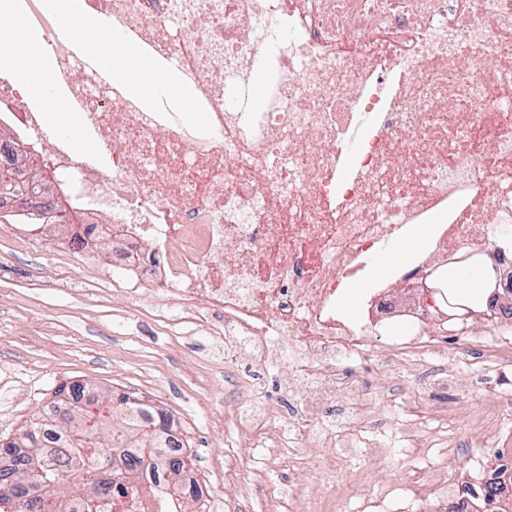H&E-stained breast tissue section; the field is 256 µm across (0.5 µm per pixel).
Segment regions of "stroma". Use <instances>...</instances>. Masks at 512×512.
I'll list each match as a JSON object with an SVG mask.
<instances>
[{"mask_svg": "<svg viewBox=\"0 0 512 512\" xmlns=\"http://www.w3.org/2000/svg\"><path fill=\"white\" fill-rule=\"evenodd\" d=\"M67 233L50 226L32 244L22 226L0 217V437H19L61 386L90 381L105 393L146 398L174 417L198 474L217 497L244 496L249 512H305L312 502L352 512L358 500L379 495L401 502L408 478L403 425L413 413L421 422V462L460 478L476 464L495 463L498 450L489 438L512 448V411L494 410L500 383L480 376L474 358L461 362L462 389L447 398L444 414L428 408L423 388H392L382 367L361 362L352 370L373 388L365 412L391 422L384 433H366L341 462L335 486H323L319 471L339 453V441L316 436L296 452L280 447L288 430L283 410L267 430L265 448L234 420L242 378L256 379L270 402L287 404L280 389L286 364L225 357L211 336L169 322L177 308L166 297H156L150 314L129 309L125 273L113 268L111 246L92 242L86 260L78 249L60 251ZM228 459L245 471V481L225 484ZM287 482L298 492L291 501L278 495Z\"/></svg>", "mask_w": 512, "mask_h": 512, "instance_id": "obj_1", "label": "stroma"}]
</instances>
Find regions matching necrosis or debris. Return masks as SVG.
I'll return each instance as SVG.
<instances>
[{"label":"necrosis or debris","instance_id":"4bbe7bcc","mask_svg":"<svg viewBox=\"0 0 512 512\" xmlns=\"http://www.w3.org/2000/svg\"><path fill=\"white\" fill-rule=\"evenodd\" d=\"M51 62L54 96L86 148L45 127L46 103L0 68V118L31 141L38 168L66 183L88 221L122 241L130 302L162 294L224 319V345L287 361L288 445L313 430L357 436L377 359L402 386L434 370L457 392L436 310L393 316L392 289L440 257L512 238V0H78L85 18L175 73L182 101L145 99L90 60L46 0H17ZM268 71L262 105L255 76ZM431 228L430 244L336 306L363 266ZM481 371L512 373V327L465 331ZM162 472L112 491L97 512H178ZM512 497V448L468 481L432 471L411 500L471 512L490 489Z\"/></svg>","mask_w":512,"mask_h":512}]
</instances>
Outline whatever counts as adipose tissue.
<instances>
[{
    "mask_svg": "<svg viewBox=\"0 0 512 512\" xmlns=\"http://www.w3.org/2000/svg\"><path fill=\"white\" fill-rule=\"evenodd\" d=\"M47 6L57 12L74 33L85 36L87 47L99 55L102 65L133 92L148 97L160 87L170 92L178 90L179 83L174 73H151L139 67L131 51L123 44L96 34L90 21L74 11L70 0H48ZM15 10L14 0H0V16L9 20L8 26L0 29V63L13 69L30 93L47 101L45 120L49 127L69 131L63 111L51 94L49 63L38 48V37L14 22Z\"/></svg>",
    "mask_w": 512,
    "mask_h": 512,
    "instance_id": "adipose-tissue-1",
    "label": "adipose tissue"
}]
</instances>
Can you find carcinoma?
<instances>
[{
  "label": "carcinoma",
  "instance_id": "carcinoma-1",
  "mask_svg": "<svg viewBox=\"0 0 512 512\" xmlns=\"http://www.w3.org/2000/svg\"><path fill=\"white\" fill-rule=\"evenodd\" d=\"M107 410L93 413L69 398L55 400L50 421L66 428L68 438L57 448H40L27 465L11 475L16 482L13 512H72L75 496L68 487L77 482L85 495L94 498L107 494L112 484L95 478L97 454L106 448L123 462L125 479L134 482L148 470L167 474L166 487L175 495L182 490L184 460L171 454L172 435L166 415L134 402L126 396L111 398ZM40 423L30 422L23 439L0 443V455L23 448L37 440ZM39 483L45 496L39 501L28 497L27 484Z\"/></svg>",
  "mask_w": 512,
  "mask_h": 512
}]
</instances>
